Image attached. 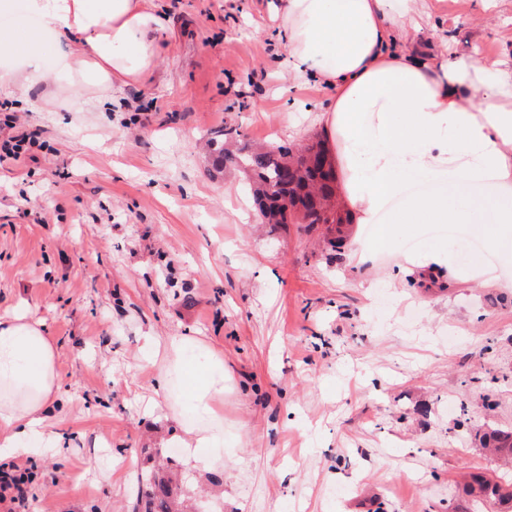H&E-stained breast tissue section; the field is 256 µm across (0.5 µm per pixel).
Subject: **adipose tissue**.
I'll return each mask as SVG.
<instances>
[{
    "instance_id": "1",
    "label": "adipose tissue",
    "mask_w": 512,
    "mask_h": 512,
    "mask_svg": "<svg viewBox=\"0 0 512 512\" xmlns=\"http://www.w3.org/2000/svg\"><path fill=\"white\" fill-rule=\"evenodd\" d=\"M42 28L65 40L55 75L84 112L105 111L117 84L147 81L164 24L150 0H26ZM271 19L292 71L333 90L318 120L340 172L336 196L356 224H470L486 248L512 237V72L489 60L407 56L397 43L418 0H271ZM41 33L0 31V89L43 80ZM193 337L150 338L177 374L182 436L166 447L216 448L215 400L224 360L190 356ZM58 348L41 321L0 318V460L62 453L48 430L58 392Z\"/></svg>"
}]
</instances>
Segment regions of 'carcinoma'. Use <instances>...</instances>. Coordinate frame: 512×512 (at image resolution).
<instances>
[{
	"label": "carcinoma",
	"mask_w": 512,
	"mask_h": 512,
	"mask_svg": "<svg viewBox=\"0 0 512 512\" xmlns=\"http://www.w3.org/2000/svg\"><path fill=\"white\" fill-rule=\"evenodd\" d=\"M213 165L232 169L248 181L256 211L270 224H346L342 213L329 208L335 196L336 169L325 143L318 140L298 150L288 144L232 149L220 133L209 138ZM298 154H293V151ZM480 444L496 454L512 459V430L487 429L478 434ZM137 493L132 512H192L193 504L184 490L182 465L170 459L165 449L155 447L147 456V466L136 475ZM466 497L452 512H512V479L471 476Z\"/></svg>",
	"instance_id": "cac0c4a2"
}]
</instances>
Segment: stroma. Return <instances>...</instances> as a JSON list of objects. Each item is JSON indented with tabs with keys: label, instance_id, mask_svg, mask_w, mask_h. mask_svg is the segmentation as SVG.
Here are the masks:
<instances>
[{
	"label": "stroma",
	"instance_id": "obj_1",
	"mask_svg": "<svg viewBox=\"0 0 512 512\" xmlns=\"http://www.w3.org/2000/svg\"><path fill=\"white\" fill-rule=\"evenodd\" d=\"M151 5L167 49L112 111H66L49 82L0 92V137L9 119L46 143L0 163V315L56 340L49 423L72 444L13 458L35 474L25 512H130L148 435L180 430L150 336L224 359L208 512H448L464 475H506L473 429L512 430V261L474 254L470 224H405L378 252L368 224L344 225L337 250L326 225L259 224L206 140L325 138L330 92L295 80L268 0ZM401 47L511 69L512 0H424ZM435 245L447 271L412 264ZM478 261L494 282L459 275Z\"/></svg>",
	"mask_w": 512,
	"mask_h": 512
}]
</instances>
